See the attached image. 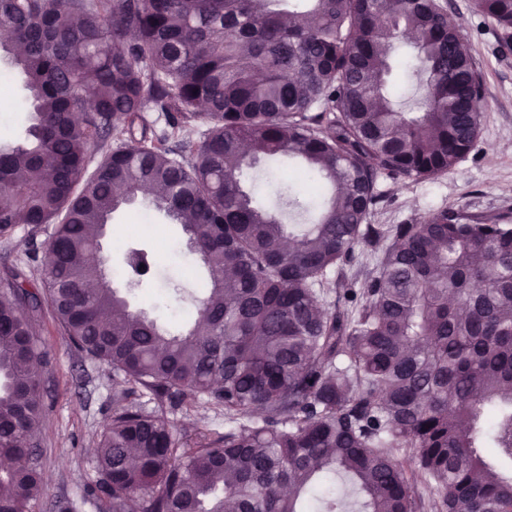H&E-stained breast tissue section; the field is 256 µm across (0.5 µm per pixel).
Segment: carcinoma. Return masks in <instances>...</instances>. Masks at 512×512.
<instances>
[{
  "label": "carcinoma",
  "instance_id": "cac0c4a2",
  "mask_svg": "<svg viewBox=\"0 0 512 512\" xmlns=\"http://www.w3.org/2000/svg\"><path fill=\"white\" fill-rule=\"evenodd\" d=\"M512 48V0H473ZM0 53L30 108L0 146V237L53 226L44 289L0 277V512L43 493L46 295L73 346L129 387L101 436L111 512H512V215L444 208L416 224L368 223L386 176L452 169L481 126L485 84L443 0H0ZM398 44L415 51L423 94L400 110ZM197 145L169 148L143 113ZM116 145L95 159L99 143ZM189 150L190 158L183 157ZM288 155L278 197H323L318 220L286 224L242 182ZM142 198L181 225L208 273L198 317L172 332L101 280L112 213ZM389 238L364 287L324 284L362 243ZM147 397L158 404L148 412ZM224 407V433L183 448L163 412ZM407 457L414 470L404 468Z\"/></svg>",
  "mask_w": 512,
  "mask_h": 512
}]
</instances>
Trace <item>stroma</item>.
Segmentation results:
<instances>
[{
	"label": "stroma",
	"instance_id": "1",
	"mask_svg": "<svg viewBox=\"0 0 512 512\" xmlns=\"http://www.w3.org/2000/svg\"><path fill=\"white\" fill-rule=\"evenodd\" d=\"M448 20L467 33L471 53L485 82L478 110L481 128L473 150L447 173L427 179H380L381 200L368 221L374 225L415 224L444 207H459L477 217L512 213V50L502 49L493 21L476 14L472 0H444ZM25 98L12 71L0 60V132L28 122ZM51 227H23L0 237V274L26 267L33 279L42 277V259ZM115 288L126 289V251L137 247L152 254L158 280L126 289L132 307L167 324L186 323L194 316L199 265L188 251L180 226L151 219L134 204L115 213L104 240ZM47 351L44 412L36 443L42 457L44 494L32 512H108L94 489L98 478L96 448L112 418L113 394L121 384L111 367L77 351L42 307L35 323ZM167 416L182 431L184 442L224 430V410L204 401L185 411L165 403Z\"/></svg>",
	"mask_w": 512,
	"mask_h": 512
}]
</instances>
